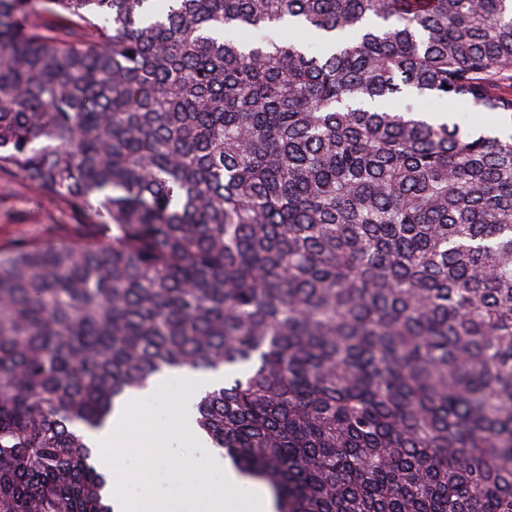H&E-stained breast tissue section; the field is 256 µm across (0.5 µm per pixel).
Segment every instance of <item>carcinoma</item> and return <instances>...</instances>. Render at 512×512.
Returning a JSON list of instances; mask_svg holds the SVG:
<instances>
[{
	"label": "carcinoma",
	"mask_w": 512,
	"mask_h": 512,
	"mask_svg": "<svg viewBox=\"0 0 512 512\" xmlns=\"http://www.w3.org/2000/svg\"><path fill=\"white\" fill-rule=\"evenodd\" d=\"M511 124L512 0H0L87 229L0 254V512H111L81 430L182 369L279 512H512Z\"/></svg>",
	"instance_id": "1"
}]
</instances>
